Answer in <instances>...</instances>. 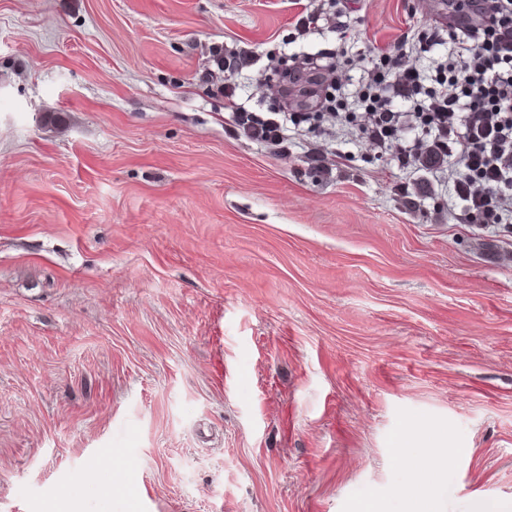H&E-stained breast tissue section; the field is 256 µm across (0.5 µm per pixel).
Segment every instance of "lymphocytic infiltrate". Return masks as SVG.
Masks as SVG:
<instances>
[{
  "label": "lymphocytic infiltrate",
  "mask_w": 512,
  "mask_h": 512,
  "mask_svg": "<svg viewBox=\"0 0 512 512\" xmlns=\"http://www.w3.org/2000/svg\"><path fill=\"white\" fill-rule=\"evenodd\" d=\"M445 37L455 51L434 85L425 86L410 58ZM372 63L356 91L360 112L349 110L343 94L329 91L319 110L377 147H397L403 166L432 150L446 157L435 172L467 223L511 220L512 0H460L447 34L409 29L396 50L375 49ZM398 98L410 102V111L395 110ZM407 128L415 135L405 141Z\"/></svg>",
  "instance_id": "obj_1"
}]
</instances>
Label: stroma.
Segmentation results:
<instances>
[{
	"mask_svg": "<svg viewBox=\"0 0 512 512\" xmlns=\"http://www.w3.org/2000/svg\"><path fill=\"white\" fill-rule=\"evenodd\" d=\"M0 0V512L512 501V223L392 150L244 135L444 0ZM246 51L234 97L209 51ZM112 460L111 469L100 466ZM233 112L237 124L252 139L272 146L283 143L284 128L276 118H262L240 107H234Z\"/></svg>",
	"mask_w": 512,
	"mask_h": 512,
	"instance_id": "1",
	"label": "stroma"
}]
</instances>
